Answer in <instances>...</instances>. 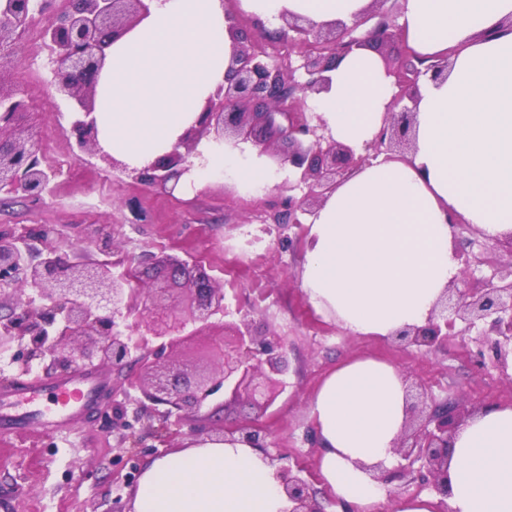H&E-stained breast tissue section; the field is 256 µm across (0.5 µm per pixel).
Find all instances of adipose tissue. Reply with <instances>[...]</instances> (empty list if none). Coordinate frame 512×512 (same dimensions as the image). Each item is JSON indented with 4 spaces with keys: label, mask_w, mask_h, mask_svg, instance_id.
<instances>
[{
    "label": "adipose tissue",
    "mask_w": 512,
    "mask_h": 512,
    "mask_svg": "<svg viewBox=\"0 0 512 512\" xmlns=\"http://www.w3.org/2000/svg\"><path fill=\"white\" fill-rule=\"evenodd\" d=\"M375 0H235L231 11L274 27L291 16L317 26L353 23ZM222 0H153L150 14L108 51L97 85L99 145L141 169L197 126L223 85L234 40ZM399 38L447 78L423 76L412 102L415 144L379 155L337 183L308 218L302 288L313 308L358 336L424 326L458 283L449 213L485 237L512 235V0H405ZM308 103L328 135L364 149L399 89L368 48L342 56ZM183 193L217 171L260 191L288 171L260 148L201 138ZM319 472L349 512H380V471L391 468L406 422L405 384L388 361L358 358L330 372L310 401ZM452 512H512V405L455 432L448 455ZM277 466L237 438L186 444L151 461L133 512H286Z\"/></svg>",
    "instance_id": "obj_1"
}]
</instances>
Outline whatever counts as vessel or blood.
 Wrapping results in <instances>:
<instances>
[{
  "instance_id": "vessel-or-blood-1",
  "label": "vessel or blood",
  "mask_w": 512,
  "mask_h": 512,
  "mask_svg": "<svg viewBox=\"0 0 512 512\" xmlns=\"http://www.w3.org/2000/svg\"><path fill=\"white\" fill-rule=\"evenodd\" d=\"M112 392L109 370L90 366L52 378L0 386V431H68Z\"/></svg>"
}]
</instances>
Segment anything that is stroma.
Instances as JSON below:
<instances>
[{
  "instance_id": "obj_1",
  "label": "stroma",
  "mask_w": 512,
  "mask_h": 512,
  "mask_svg": "<svg viewBox=\"0 0 512 512\" xmlns=\"http://www.w3.org/2000/svg\"><path fill=\"white\" fill-rule=\"evenodd\" d=\"M16 55L18 65L6 82L38 103L20 126L38 131L44 161L64 159L68 165L57 170L53 193L43 203L0 194V231L21 234L40 224H61L77 232L105 224L120 265L145 254L197 261L222 287L225 312L187 324L180 340L166 348V358L198 370L216 368L219 358L202 353L201 343L244 320L255 334L283 338L288 370L286 388L267 408L225 402L218 391L197 415L165 428L157 422L148 428L136 420L125 427L87 420L70 435L30 430L0 435V512H128L134 481L156 454L220 438L224 429L250 421L267 429L269 453L303 468L324 512H337L338 501L319 474L321 449L309 404L327 372L357 357L394 364L429 401L458 407L512 403V381L492 353L483 352L475 332L452 331L445 345L429 351L394 336L354 335L318 313L301 284L304 225L274 224L268 217L282 196L279 187L250 194L217 175L184 196L131 183L91 157L74 160L71 109L64 99H48L49 51L38 28L22 36ZM452 239L459 254L482 255L481 274L512 265L502 246L482 243L470 225L454 228ZM218 404L223 413L210 418Z\"/></svg>"
}]
</instances>
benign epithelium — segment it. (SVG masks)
Returning <instances> with one entry per match:
<instances>
[{
    "label": "benign epithelium",
    "mask_w": 512,
    "mask_h": 512,
    "mask_svg": "<svg viewBox=\"0 0 512 512\" xmlns=\"http://www.w3.org/2000/svg\"><path fill=\"white\" fill-rule=\"evenodd\" d=\"M391 6L372 12L351 26L338 23L322 29L301 24V18L286 21L282 36L290 37L299 49L302 63L292 58L269 63L255 46L239 47L233 54L223 86L207 100L199 128L188 133L164 158L143 169L130 170L134 183L167 188L172 180L189 171L199 138L211 132L217 138L239 137L271 152L284 145L282 161L299 172L297 184L306 192L300 198L288 196L278 202L287 216L277 211L273 223H302L312 205L325 198L337 183L357 168L363 158L333 138L319 133L322 125L311 124L301 108L306 93L324 87L323 73L336 60L356 47H381L396 38L393 18L400 0H383ZM50 0H0V191H21L42 199L51 191L55 172L43 167L33 130L18 132L16 120L33 109L32 100L5 86L4 73L16 66L14 44L37 20L44 21L43 45L51 51V94H61L78 115L71 124L75 156L96 155L107 166L122 163L98 145L96 88L106 59V49L122 38L150 13L153 0H64L48 14ZM448 65H423L407 46H401L387 73L399 87L396 102L414 99L420 77L430 72L445 75ZM413 112L407 106L391 111L386 126L371 142L379 154L385 148H411L414 139ZM62 238L60 226L41 224L22 236L0 235V346L19 347L16 357L25 363L38 361L48 370L67 371L86 364H110L122 369L132 353L141 351L148 383L141 386L152 405H162L160 421L170 417L181 421L200 410L203 402L219 388L231 391L238 400L247 397L266 406L277 396L280 376L287 370L279 342L248 331H237L220 344L221 365L212 372L189 373L153 357L149 338H169L183 328V322H169L165 309L186 293L193 319L205 321L223 310V290L204 267L167 257L165 277L175 288H158L155 307L158 316L144 322L146 333L133 337L117 329V317L132 313L133 285L145 286L149 272L158 267L152 256L142 257L131 272L117 274L108 259L112 234L107 226L89 224L77 239V246L64 253L53 246ZM463 287L448 288L423 327L397 333L407 345L433 349L448 341L456 321L465 329L478 320L487 321L484 336H494L497 362L505 364L512 344V270L506 274L477 278L470 261H464ZM407 423L395 454L406 461L410 471L419 464L422 481L448 506V448L461 418L446 402L422 406L406 394ZM255 448L266 447V434L257 425L242 424L228 430ZM284 491L291 503L286 512H324L302 470L278 468Z\"/></svg>",
    "instance_id": "benign-epithelium-1"
}]
</instances>
